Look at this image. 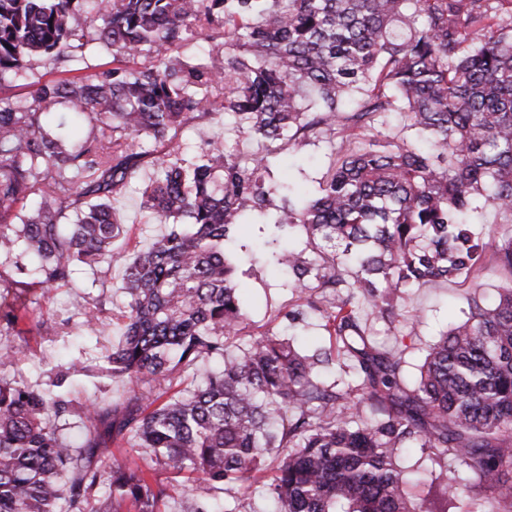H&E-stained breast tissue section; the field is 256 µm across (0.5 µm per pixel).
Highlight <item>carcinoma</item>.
<instances>
[{
  "mask_svg": "<svg viewBox=\"0 0 512 512\" xmlns=\"http://www.w3.org/2000/svg\"><path fill=\"white\" fill-rule=\"evenodd\" d=\"M90 3L94 16L73 23ZM197 36L218 54L191 55ZM102 51L112 67L92 74L32 71L37 57ZM21 82L30 99L6 97ZM59 103L90 126L84 139L50 128ZM217 112L265 153L213 142L185 158V125ZM393 113L402 126L387 133ZM342 126L362 137L331 146L315 189L262 176L283 147ZM144 176L146 223L171 229L128 259L112 248V199ZM276 198L270 260L291 274L290 319L317 311L335 337L311 355L269 331L235 344L246 314L224 239ZM488 207L512 218V0H0V255H32L47 291L81 264L118 265L127 296L97 362L41 389L0 376V512H57L61 499L66 512H164L177 481L193 485L188 512H242L240 491L271 456L278 512H429L399 467L416 445L447 473L448 503L512 512V230L481 223ZM296 226L317 238L311 252L280 245ZM488 268L503 279L496 299L473 294L408 383L403 339L378 346L360 311L391 326L406 289ZM77 308L88 326L105 312ZM26 356L1 351L0 366ZM202 357L219 369L170 393ZM332 363L347 388L322 380ZM81 376L125 381L130 396L80 403L65 382ZM124 439L166 477L119 463L103 474ZM450 460L473 481L448 474ZM211 492L234 506L212 508Z\"/></svg>",
  "mask_w": 512,
  "mask_h": 512,
  "instance_id": "obj_1",
  "label": "carcinoma"
}]
</instances>
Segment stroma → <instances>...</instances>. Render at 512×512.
<instances>
[{
	"mask_svg": "<svg viewBox=\"0 0 512 512\" xmlns=\"http://www.w3.org/2000/svg\"><path fill=\"white\" fill-rule=\"evenodd\" d=\"M328 142L291 144L280 152L272 169L276 181L296 184L299 189L309 190L319 181L326 163ZM142 185L135 182L127 186L117 207L124 217L125 232L115 246L127 255H135L152 239L166 232L163 224H147L143 221ZM269 230L266 225L247 221L234 229L224 242V252L239 267V291L247 316V333L272 331L292 335L295 343L305 350H315L329 344V337L322 327L318 313H311L307 323L293 325L286 314L295 297L290 279L285 271L272 265L264 254ZM120 268L99 265L96 268L80 267L71 284L58 287L51 295H44L41 288L26 292V306L16 329H7L0 320V348L25 345L29 359L18 371L30 385L42 384L48 369L63 366L73 359H86L101 355L117 340L116 313L122 309L126 298L121 290ZM472 284L450 287L444 284L409 289L405 297L408 309L420 310L417 320L398 324L396 329L374 319L370 311H363L362 318L374 338L381 344L391 345L395 332H402L406 350V374L415 378L428 344L447 330L450 322L462 318L467 309L466 297ZM94 297L105 294L111 301V312L101 318L95 329H87L79 323V317L71 301L74 294ZM52 320L63 328L60 336H49L38 331L42 320ZM404 477L421 489L429 490L426 501L429 512H445L446 501L442 484L436 481L422 448L404 449L401 455Z\"/></svg>",
	"mask_w": 512,
	"mask_h": 512,
	"instance_id": "35a3bbf8",
	"label": "stroma"
}]
</instances>
